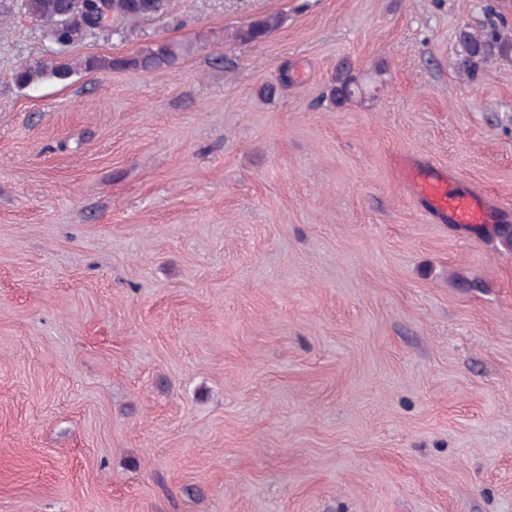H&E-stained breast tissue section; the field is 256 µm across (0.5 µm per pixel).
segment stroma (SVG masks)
<instances>
[{"instance_id":"obj_1","label":"stroma","mask_w":512,"mask_h":512,"mask_svg":"<svg viewBox=\"0 0 512 512\" xmlns=\"http://www.w3.org/2000/svg\"><path fill=\"white\" fill-rule=\"evenodd\" d=\"M491 22L512 0H170L71 54L179 66L33 88L51 44L0 0V512H512V250L393 166L512 224V49L462 66ZM281 24L282 17L280 15H265L236 28L231 34V38L233 41L244 45L256 43L276 31ZM363 92V87L357 77L351 75L350 69L344 68L336 74L330 91V99L336 107L341 108ZM406 180L415 195L424 200L438 215L451 224H491L494 210L477 192H461L453 187L456 177L439 171L423 172L417 167L406 171Z\"/></svg>"}]
</instances>
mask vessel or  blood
I'll use <instances>...</instances> for the list:
<instances>
[{
    "label": "vessel or blood",
    "mask_w": 512,
    "mask_h": 512,
    "mask_svg": "<svg viewBox=\"0 0 512 512\" xmlns=\"http://www.w3.org/2000/svg\"><path fill=\"white\" fill-rule=\"evenodd\" d=\"M406 180L414 194L449 223L490 224L494 221L489 201L480 193L456 189L454 175L439 171L427 173L411 167L406 171Z\"/></svg>",
    "instance_id": "1"
}]
</instances>
